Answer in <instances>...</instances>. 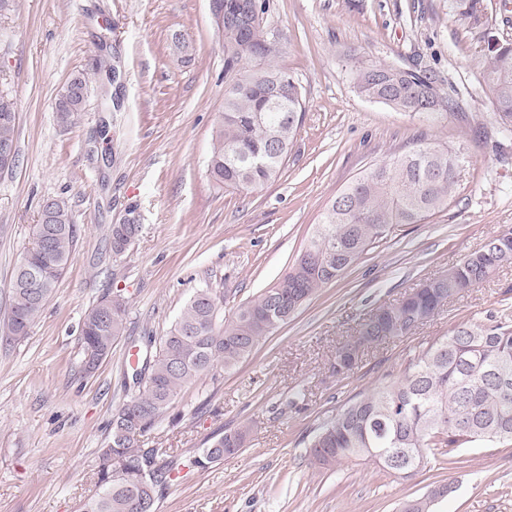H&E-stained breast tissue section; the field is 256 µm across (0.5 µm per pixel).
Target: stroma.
I'll return each mask as SVG.
<instances>
[{
    "label": "stroma",
    "instance_id": "1",
    "mask_svg": "<svg viewBox=\"0 0 512 512\" xmlns=\"http://www.w3.org/2000/svg\"><path fill=\"white\" fill-rule=\"evenodd\" d=\"M280 40L271 64L288 70L304 116L280 177L254 192L218 186L207 172L224 109V47L208 0H14L0 11V94L16 105L18 155L0 170V321L13 271L41 205L67 200L77 226L73 260L28 336L0 338V512H79L97 490L112 416L135 386L139 359L209 288L221 313L277 282L351 182L420 142L464 157L446 210L398 225L340 279L321 288L234 370L187 385L147 448L189 454L247 424L239 454L164 485L157 512H396L433 482L455 492L435 512H512V444L459 451L409 478L376 463L310 466L311 432L352 395L400 378L427 340L451 323L512 317V265L461 294L414 334L365 351L347 377L330 361L379 305L397 302L512 231V127L498 123L481 73V33L451 0H267ZM193 48L184 59L173 36ZM435 72L457 107L437 119L361 96L362 66ZM90 75L75 124L55 104ZM141 230L114 255L111 225ZM128 300V331L92 374L79 324L112 291Z\"/></svg>",
    "mask_w": 512,
    "mask_h": 512
}]
</instances>
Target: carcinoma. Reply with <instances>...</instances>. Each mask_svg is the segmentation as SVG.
<instances>
[{
	"instance_id": "1",
	"label": "carcinoma",
	"mask_w": 512,
	"mask_h": 512,
	"mask_svg": "<svg viewBox=\"0 0 512 512\" xmlns=\"http://www.w3.org/2000/svg\"><path fill=\"white\" fill-rule=\"evenodd\" d=\"M459 18L485 29L490 20L482 0H453ZM224 43V76L228 80L224 111L219 113L208 159L211 179L219 186L252 192L278 176L304 111L299 84L287 71L267 66L280 50L279 41L258 25L244 36L231 26L217 27ZM484 83L496 120L512 125V42L484 50ZM255 62L251 69L245 61ZM432 72L385 66L357 69L354 84L366 96L386 94L396 109L440 116L454 100L439 95ZM88 80L74 76L56 104L59 121L68 125L83 111ZM15 102L0 96V143L16 145ZM266 165L246 168L242 159L266 154ZM463 162L459 152L435 143L417 147L375 165L352 182L323 214L308 245L288 272L272 286L242 304L230 319L218 320L220 306L211 289L196 292L175 323L160 337L159 349L134 370L138 392L127 397L112 417V434L100 454L97 494L80 512H157L159 492L180 465L206 470L238 454L251 427L230 430L182 460L167 448H144L150 433L174 407L181 391L218 364L229 370L249 356L258 343L288 320L319 289L336 281L373 245L400 224H420L448 207ZM23 256L40 274L30 280L16 267L7 338L23 340L67 270L77 240V225L62 197L46 200ZM140 225L129 219L110 228L112 253L124 254ZM512 264V232L489 237L425 288L396 303L377 307L352 339L334 352L331 369L344 377L363 352L387 339L407 336L422 325L424 313L440 300L479 286L497 270ZM127 299L112 293L91 307L80 324L82 347L103 361L123 336ZM512 442V322L480 325L461 321L434 338L411 359L398 380L382 381L350 398L314 430L308 442L309 462L333 469L345 462L373 461L387 470L400 466L404 477L424 467L437 450L446 463H460L456 450L477 443ZM454 491L450 481L435 482L415 498V512H433L435 493Z\"/></svg>"
}]
</instances>
